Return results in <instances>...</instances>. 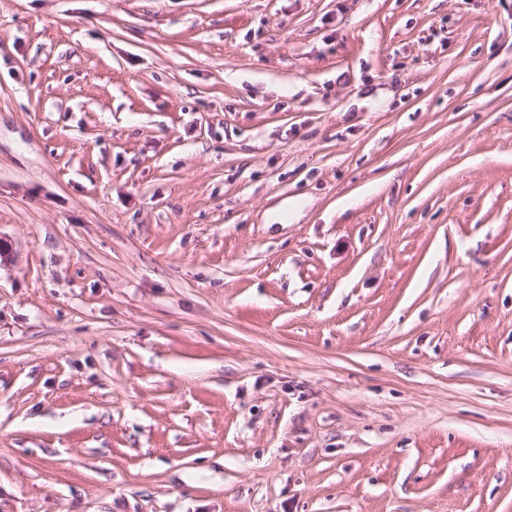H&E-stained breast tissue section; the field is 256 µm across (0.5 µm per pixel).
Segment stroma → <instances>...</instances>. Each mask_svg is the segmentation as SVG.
Masks as SVG:
<instances>
[{"label":"stroma","instance_id":"1","mask_svg":"<svg viewBox=\"0 0 512 512\" xmlns=\"http://www.w3.org/2000/svg\"><path fill=\"white\" fill-rule=\"evenodd\" d=\"M0 512H512V0H0Z\"/></svg>","mask_w":512,"mask_h":512}]
</instances>
